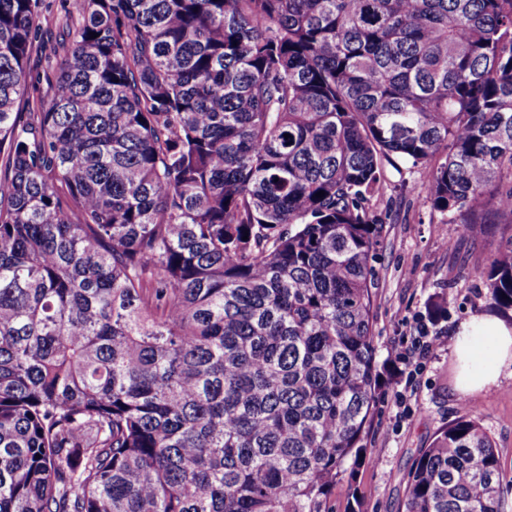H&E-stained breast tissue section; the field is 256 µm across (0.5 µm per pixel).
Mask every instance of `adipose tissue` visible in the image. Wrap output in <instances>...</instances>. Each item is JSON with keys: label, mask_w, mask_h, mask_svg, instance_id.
Here are the masks:
<instances>
[{"label": "adipose tissue", "mask_w": 512, "mask_h": 512, "mask_svg": "<svg viewBox=\"0 0 512 512\" xmlns=\"http://www.w3.org/2000/svg\"><path fill=\"white\" fill-rule=\"evenodd\" d=\"M455 355L459 392L472 394L497 385L503 368L512 366V325L491 316L472 318L456 334Z\"/></svg>", "instance_id": "adipose-tissue-1"}]
</instances>
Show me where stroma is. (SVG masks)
I'll return each mask as SVG.
<instances>
[{
	"label": "stroma",
	"instance_id": "obj_1",
	"mask_svg": "<svg viewBox=\"0 0 512 512\" xmlns=\"http://www.w3.org/2000/svg\"><path fill=\"white\" fill-rule=\"evenodd\" d=\"M430 172L387 167L386 183L373 208L384 224L373 263L374 345L379 363L394 364L414 336H435L432 353L414 379L397 374L382 396L366 440L371 465L356 484L364 495L360 512H403L408 472L418 449L457 416V362L451 344L461 323L493 315L480 271L504 230L480 224L474 232L442 221L422 200ZM444 304L448 316L428 320L426 308ZM478 417L499 457L505 512H512V373L478 394Z\"/></svg>",
	"mask_w": 512,
	"mask_h": 512
}]
</instances>
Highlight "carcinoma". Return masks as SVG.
<instances>
[{"instance_id": "1", "label": "carcinoma", "mask_w": 512, "mask_h": 512, "mask_svg": "<svg viewBox=\"0 0 512 512\" xmlns=\"http://www.w3.org/2000/svg\"><path fill=\"white\" fill-rule=\"evenodd\" d=\"M41 2L0 0V512H332L385 164L512 228V0H70L57 37ZM480 277L511 311L512 233ZM477 415L404 512H504Z\"/></svg>"}]
</instances>
